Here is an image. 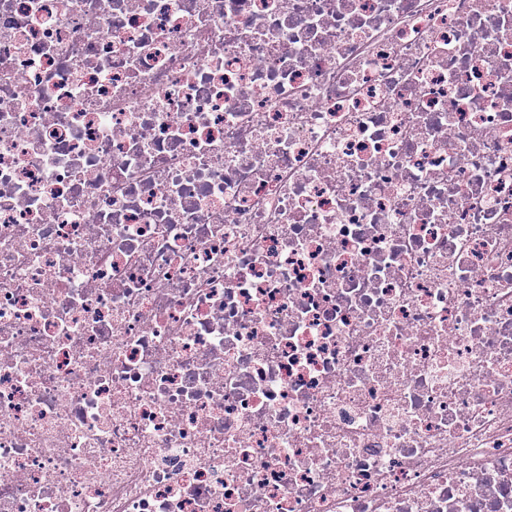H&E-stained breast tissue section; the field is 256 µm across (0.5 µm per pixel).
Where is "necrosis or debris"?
I'll return each instance as SVG.
<instances>
[{"mask_svg":"<svg viewBox=\"0 0 512 512\" xmlns=\"http://www.w3.org/2000/svg\"><path fill=\"white\" fill-rule=\"evenodd\" d=\"M0 512H512V0H0Z\"/></svg>","mask_w":512,"mask_h":512,"instance_id":"1","label":"necrosis or debris"}]
</instances>
